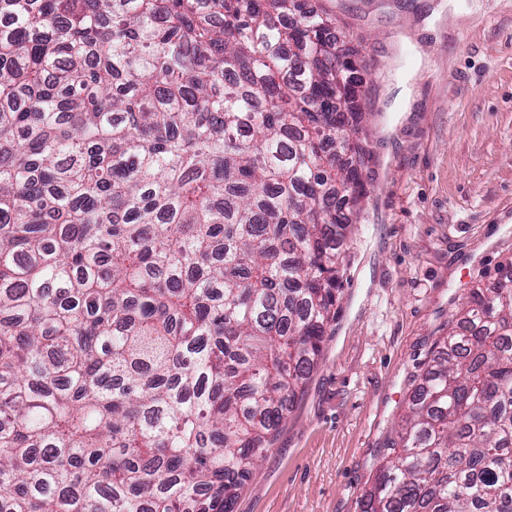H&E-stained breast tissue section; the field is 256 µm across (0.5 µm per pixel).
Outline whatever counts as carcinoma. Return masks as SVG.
<instances>
[{
  "mask_svg": "<svg viewBox=\"0 0 512 512\" xmlns=\"http://www.w3.org/2000/svg\"><path fill=\"white\" fill-rule=\"evenodd\" d=\"M307 0H0V512H226L304 391L376 163ZM362 512H512V269Z\"/></svg>",
  "mask_w": 512,
  "mask_h": 512,
  "instance_id": "carcinoma-1",
  "label": "carcinoma"
}]
</instances>
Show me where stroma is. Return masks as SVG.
<instances>
[{"mask_svg": "<svg viewBox=\"0 0 512 512\" xmlns=\"http://www.w3.org/2000/svg\"><path fill=\"white\" fill-rule=\"evenodd\" d=\"M358 50L378 162L336 323L232 512H361L462 297L512 264V0H312Z\"/></svg>", "mask_w": 512, "mask_h": 512, "instance_id": "1", "label": "stroma"}]
</instances>
